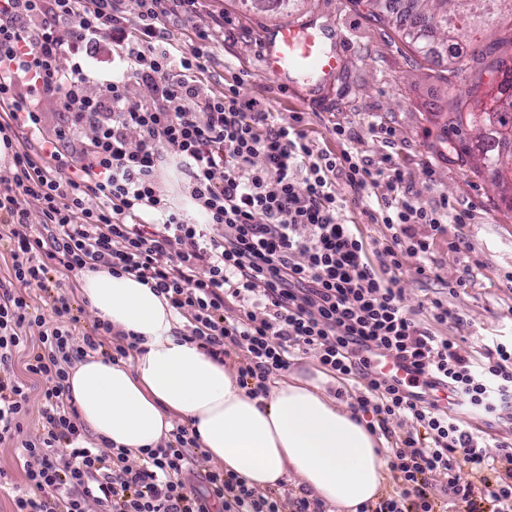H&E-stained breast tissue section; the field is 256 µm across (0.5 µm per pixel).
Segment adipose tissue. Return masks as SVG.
<instances>
[{
  "instance_id": "adipose-tissue-1",
  "label": "adipose tissue",
  "mask_w": 512,
  "mask_h": 512,
  "mask_svg": "<svg viewBox=\"0 0 512 512\" xmlns=\"http://www.w3.org/2000/svg\"><path fill=\"white\" fill-rule=\"evenodd\" d=\"M80 294L113 333L140 341L113 363L87 358L71 370L70 396L96 439L150 448L182 421L210 461L266 490L298 477L336 512L378 499L388 472L384 441L361 413L337 404L323 373H290L252 397L235 373L176 334L169 301L133 276L84 272Z\"/></svg>"
}]
</instances>
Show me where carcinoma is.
Returning <instances> with one entry per match:
<instances>
[{"mask_svg": "<svg viewBox=\"0 0 512 512\" xmlns=\"http://www.w3.org/2000/svg\"><path fill=\"white\" fill-rule=\"evenodd\" d=\"M259 11L286 9L295 0H245ZM372 14L399 29L405 42L426 58L446 55L448 72L463 71L462 55L448 47L466 42L475 55L501 8L512 11V0H369ZM500 78L484 98L467 105L464 94L456 93L457 104L449 110V130L468 139L464 156L474 169L494 174L512 167L509 142L500 139L498 129L512 128V64L497 69Z\"/></svg>", "mask_w": 512, "mask_h": 512, "instance_id": "carcinoma-1", "label": "carcinoma"}]
</instances>
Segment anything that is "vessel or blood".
<instances>
[{"instance_id": "vessel-or-blood-1", "label": "vessel or blood", "mask_w": 512, "mask_h": 512, "mask_svg": "<svg viewBox=\"0 0 512 512\" xmlns=\"http://www.w3.org/2000/svg\"><path fill=\"white\" fill-rule=\"evenodd\" d=\"M264 67L282 84L295 83L299 74L331 78L342 59L336 48L327 46L314 21L277 27L264 37Z\"/></svg>"}]
</instances>
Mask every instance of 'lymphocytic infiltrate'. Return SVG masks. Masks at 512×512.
<instances>
[{
	"mask_svg": "<svg viewBox=\"0 0 512 512\" xmlns=\"http://www.w3.org/2000/svg\"><path fill=\"white\" fill-rule=\"evenodd\" d=\"M199 5L138 0L131 26L118 0H0V106L9 127L39 132L50 100L70 116L41 152L15 150L0 176V242L16 282L0 284V442L20 439L30 485L13 496L12 512H325L305 494H258L234 472H197L201 445L185 426L135 451L86 440L66 402L70 371L87 356L116 362L130 349L109 343L106 324L74 336L63 322L73 306L61 294L51 295L58 322L47 326L31 314L28 291L49 293L53 271L102 267L165 296L187 322L186 341L214 361L244 349L238 380L251 395H267L299 349L337 376L364 380L361 412L406 418L404 445L389 455L393 491L360 512H437L445 500L467 512H512V445L490 446L450 412L498 418L512 409V344L489 341L478 360L462 354L412 317L396 275L402 255L429 249L410 239L412 225L463 224L467 212L448 201L439 214L417 205L388 151L374 163L314 151L301 116L270 124L241 84L201 95L196 75L223 18L197 31L190 48L164 43L168 17ZM97 42L123 65L124 79L92 80L78 63L84 45ZM130 76L145 88L136 104L127 100ZM168 159L202 221L160 193ZM340 179L358 196L387 189L376 219L394 234L376 258L341 215ZM32 325L38 337L27 336ZM20 351L26 372L45 384L29 436V388L12 368ZM381 353L404 364L412 383L376 372L370 359Z\"/></svg>",
	"mask_w": 512,
	"mask_h": 512,
	"instance_id": "lymphocytic-infiltrate-1",
	"label": "lymphocytic infiltrate"
}]
</instances>
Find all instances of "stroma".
I'll use <instances>...</instances> for the list:
<instances>
[{
  "mask_svg": "<svg viewBox=\"0 0 512 512\" xmlns=\"http://www.w3.org/2000/svg\"><path fill=\"white\" fill-rule=\"evenodd\" d=\"M219 15L224 34L211 43L198 75L201 94L223 95L225 87L242 80L245 93L265 105L274 123L285 125L301 115L315 149L347 150L371 161L384 151L377 128L391 129L394 160L415 201L430 209L448 198L471 215L470 223H446L438 230L413 225L414 235L428 240L430 249L422 259L402 258L397 276L407 309L434 334L476 358L487 337H512V210L502 206L489 174L463 162L459 139L446 127L451 103L444 64L416 55L393 27L373 18L367 0H298L277 13L251 9L245 0H201L196 14L171 18L170 43L189 47L196 31L210 27ZM305 19L342 34L344 64L330 85L301 79L287 90L263 69V37ZM488 40L486 50L470 57L456 83L459 91L487 89L497 78L493 61L512 58V14L496 17ZM339 127L349 131V138L337 137ZM336 192L346 202L344 218L368 255L390 243L391 229L366 215L377 209L384 187L369 189L358 201L340 180ZM437 301L454 312V320L434 319Z\"/></svg>",
  "mask_w": 512,
  "mask_h": 512,
  "instance_id": "35a3bbf8",
  "label": "stroma"
}]
</instances>
